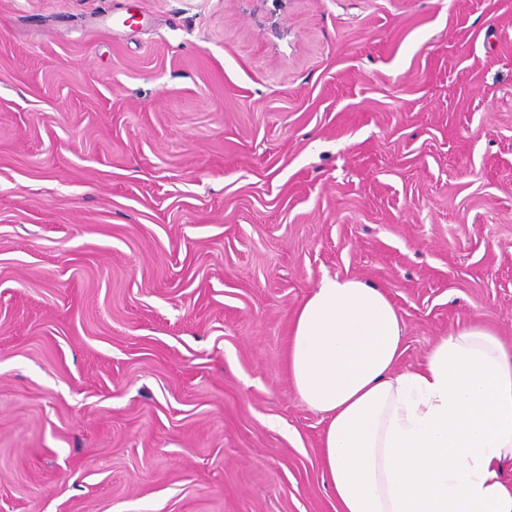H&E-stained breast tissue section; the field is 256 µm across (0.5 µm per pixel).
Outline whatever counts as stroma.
Returning a JSON list of instances; mask_svg holds the SVG:
<instances>
[{"label":"stroma","mask_w":512,"mask_h":512,"mask_svg":"<svg viewBox=\"0 0 512 512\" xmlns=\"http://www.w3.org/2000/svg\"><path fill=\"white\" fill-rule=\"evenodd\" d=\"M326 276L512 347V0H0V512H336Z\"/></svg>","instance_id":"35a3bbf8"}]
</instances>
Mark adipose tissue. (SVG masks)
<instances>
[{
	"label": "adipose tissue",
	"mask_w": 512,
	"mask_h": 512,
	"mask_svg": "<svg viewBox=\"0 0 512 512\" xmlns=\"http://www.w3.org/2000/svg\"><path fill=\"white\" fill-rule=\"evenodd\" d=\"M383 291L323 278L297 309L288 375L322 413L337 512H512V352L481 323L437 337L403 369Z\"/></svg>",
	"instance_id": "ef3b65f1"
}]
</instances>
